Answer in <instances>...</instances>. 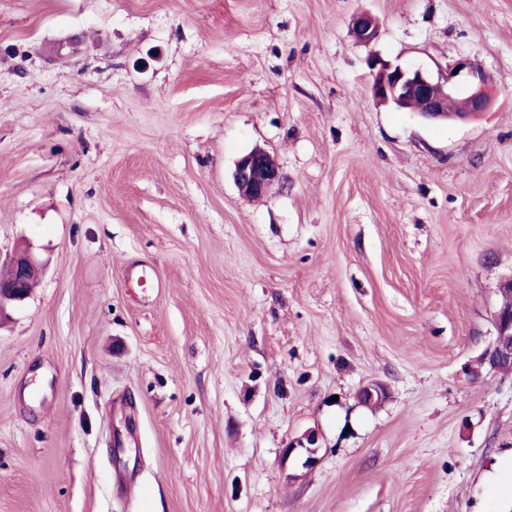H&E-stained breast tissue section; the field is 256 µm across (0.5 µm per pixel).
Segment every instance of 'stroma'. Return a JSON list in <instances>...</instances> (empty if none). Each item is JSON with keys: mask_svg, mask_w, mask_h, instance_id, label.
Masks as SVG:
<instances>
[{"mask_svg": "<svg viewBox=\"0 0 512 512\" xmlns=\"http://www.w3.org/2000/svg\"><path fill=\"white\" fill-rule=\"evenodd\" d=\"M374 55L474 57L493 103L377 104ZM24 241L0 512H512V0H0V270ZM233 177L240 193L250 199L267 196L280 178L275 159L261 148H254L237 161ZM495 336L485 349L482 362L491 370L502 372V365L512 360V306L498 307L494 315ZM386 398V386L378 382H373L364 386L357 396L358 404L370 410L380 407ZM318 434L314 430L304 432L301 436L291 440L282 450V460L288 461L293 455L304 458L302 468L311 470L318 462L319 449Z\"/></svg>", "mask_w": 512, "mask_h": 512, "instance_id": "35a3bbf8", "label": "stroma"}]
</instances>
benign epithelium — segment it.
Masks as SVG:
<instances>
[{"label": "benign epithelium", "instance_id": "obj_1", "mask_svg": "<svg viewBox=\"0 0 512 512\" xmlns=\"http://www.w3.org/2000/svg\"><path fill=\"white\" fill-rule=\"evenodd\" d=\"M356 39L368 44L377 34V24L369 15H359L353 20ZM374 79L372 94L381 104H391L399 109L414 108V102L422 107L417 113L429 120H467L486 111L491 100L487 91L488 78L476 59L460 56L433 74L420 66L393 64L378 57L370 63ZM454 100L457 107L448 111L447 103ZM234 181L240 193L250 199L268 195L279 182V168L275 159L261 148H255L242 156L234 170ZM44 269V262L27 247L11 259V274L0 279V319L7 309L25 301L33 279ZM495 336L485 349L482 362L494 371L512 361V306L500 307L494 315ZM387 398L386 386L373 382L358 393V404L373 410ZM318 434L314 430L304 432L282 449V460L297 455L304 458L302 468L311 470L318 462Z\"/></svg>", "mask_w": 512, "mask_h": 512}]
</instances>
